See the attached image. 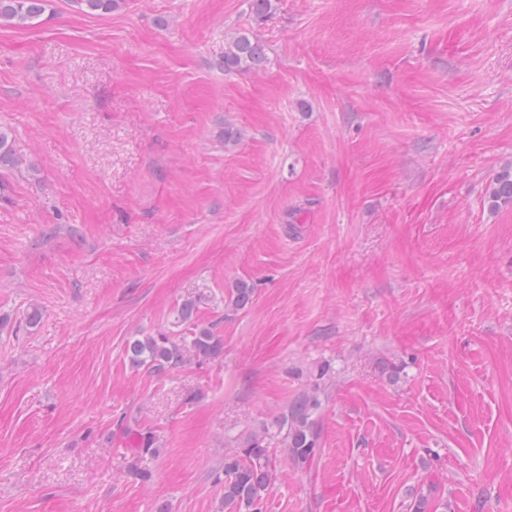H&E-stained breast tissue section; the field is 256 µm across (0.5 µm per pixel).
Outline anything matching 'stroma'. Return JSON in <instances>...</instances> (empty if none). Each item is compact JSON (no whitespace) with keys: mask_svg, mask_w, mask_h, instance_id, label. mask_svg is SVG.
Wrapping results in <instances>:
<instances>
[{"mask_svg":"<svg viewBox=\"0 0 512 512\" xmlns=\"http://www.w3.org/2000/svg\"><path fill=\"white\" fill-rule=\"evenodd\" d=\"M251 27L263 69L225 73ZM0 126V512H218L323 365L321 454L275 447L262 512H512V0H52L0 24ZM208 325L219 358L126 357ZM73 7L88 15L112 14L124 4V0H70ZM20 158L17 154L13 137L7 129L0 127V201L8 199V180L5 174L19 171ZM486 201L492 211L512 206V163L493 177L486 191Z\"/></svg>","mask_w":512,"mask_h":512,"instance_id":"35a3bbf8","label":"stroma"}]
</instances>
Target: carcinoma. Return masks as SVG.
<instances>
[{
	"mask_svg": "<svg viewBox=\"0 0 512 512\" xmlns=\"http://www.w3.org/2000/svg\"><path fill=\"white\" fill-rule=\"evenodd\" d=\"M73 7L88 15L104 16L119 9L124 0H70ZM50 0H0V23L15 27L35 24L49 10ZM265 61V46L260 36L242 30L232 36L224 48V71L250 73L261 69ZM20 168L13 137L0 127V201L8 199V180L4 175ZM486 201L492 211L512 206V164H508L491 180ZM253 289L245 283L234 288L232 305L247 306ZM202 295L188 298L176 310L178 320L189 322L199 308ZM223 340L211 328L200 327L190 339L177 341L170 336H141L129 342L127 356L132 366L152 373H166L191 361L202 362L223 354ZM320 384L297 396L288 405V412L272 425H263L252 433L241 448L224 450V495L219 512H261V504L275 473L271 441L278 439L287 448L293 464L310 469L320 454L318 434L313 414L319 406L317 392Z\"/></svg>",
	"mask_w": 512,
	"mask_h": 512,
	"instance_id": "1",
	"label": "carcinoma"
}]
</instances>
